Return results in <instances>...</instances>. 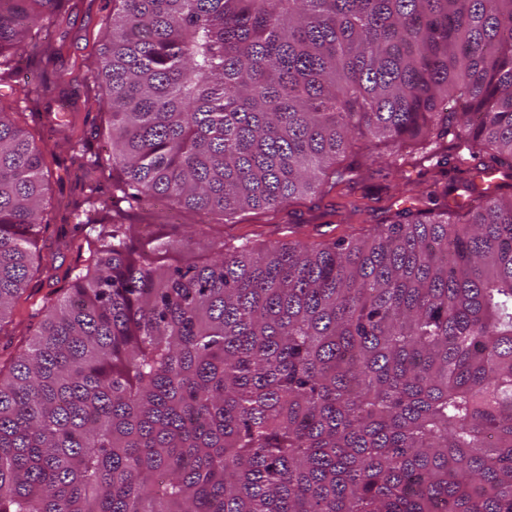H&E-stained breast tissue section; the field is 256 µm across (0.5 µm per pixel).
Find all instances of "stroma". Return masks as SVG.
<instances>
[{"label":"stroma","mask_w":512,"mask_h":512,"mask_svg":"<svg viewBox=\"0 0 512 512\" xmlns=\"http://www.w3.org/2000/svg\"><path fill=\"white\" fill-rule=\"evenodd\" d=\"M70 15L53 19L33 39L18 49L11 69L0 80L13 85L12 98L0 102L5 114L28 130L36 141L48 142L49 168L45 202L50 227L38 238L44 260L34 273L10 322L0 326V354H17L28 346L43 316L44 298L65 295L67 270L76 260V246L84 234L76 229L75 207L88 193L86 171L72 159L76 143H84L93 156L108 160V123L104 103L98 102V88L92 80L98 50L112 21V0H74ZM61 45L62 54L54 69L60 77L57 87L35 92L42 83L39 64L44 43ZM406 159L401 168L380 169L371 156L356 155V174L340 194L319 199L304 196L277 212L245 210L233 224H206L168 203L155 201L128 210V223L140 235L160 244L181 242L182 250L170 253L168 261L177 265L186 258L199 261L215 255L222 241L248 236L252 246L263 248L275 241L299 238L312 243L331 242L348 235L361 237L378 224L389 223L395 213L410 203H426L431 184L446 189L449 198L467 197L463 176L454 163L434 173L418 162L422 149L410 142L401 149Z\"/></svg>","instance_id":"stroma-1"}]
</instances>
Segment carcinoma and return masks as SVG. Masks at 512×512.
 <instances>
[{
  "instance_id": "obj_1",
  "label": "carcinoma",
  "mask_w": 512,
  "mask_h": 512,
  "mask_svg": "<svg viewBox=\"0 0 512 512\" xmlns=\"http://www.w3.org/2000/svg\"><path fill=\"white\" fill-rule=\"evenodd\" d=\"M70 0H0V67ZM112 206L224 224L424 136L475 197L172 265L132 224L0 365V512H512V0H112ZM48 145L0 113V322Z\"/></svg>"
}]
</instances>
